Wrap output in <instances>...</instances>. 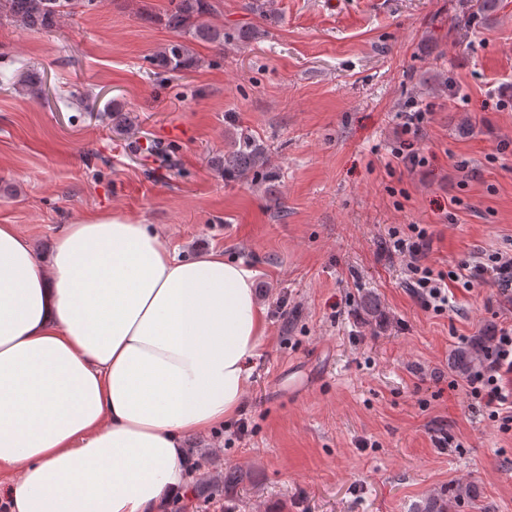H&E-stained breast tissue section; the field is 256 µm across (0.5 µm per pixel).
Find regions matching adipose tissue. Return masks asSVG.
I'll list each match as a JSON object with an SVG mask.
<instances>
[{"instance_id":"obj_1","label":"adipose tissue","mask_w":512,"mask_h":512,"mask_svg":"<svg viewBox=\"0 0 512 512\" xmlns=\"http://www.w3.org/2000/svg\"><path fill=\"white\" fill-rule=\"evenodd\" d=\"M257 273L112 213L38 258L0 224V492L10 512H164L184 441L241 407Z\"/></svg>"}]
</instances>
